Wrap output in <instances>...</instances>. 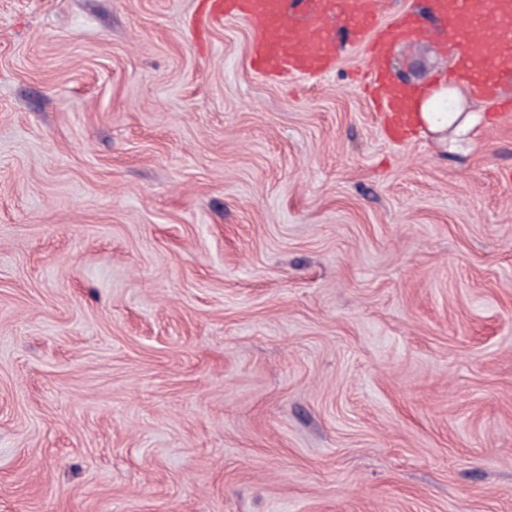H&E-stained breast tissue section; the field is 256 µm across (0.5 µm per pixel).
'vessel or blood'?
Masks as SVG:
<instances>
[{"label":"vessel or blood","mask_w":512,"mask_h":512,"mask_svg":"<svg viewBox=\"0 0 512 512\" xmlns=\"http://www.w3.org/2000/svg\"><path fill=\"white\" fill-rule=\"evenodd\" d=\"M445 25L441 39L451 56V77L461 80L479 98L494 99L496 73L503 69L502 37L487 38L488 29L512 34V0H431ZM377 0H199L191 21L194 32L227 19L249 21L254 27L251 61L263 75L277 79H316L333 67L338 47L330 25L350 28L356 44L373 58L368 78L373 102L384 112L388 135L405 139L412 130L415 86L400 83L387 69V56L399 43L418 39L421 28L414 13L403 12L379 23Z\"/></svg>","instance_id":"1"}]
</instances>
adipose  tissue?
<instances>
[{
    "label": "adipose tissue",
    "mask_w": 512,
    "mask_h": 512,
    "mask_svg": "<svg viewBox=\"0 0 512 512\" xmlns=\"http://www.w3.org/2000/svg\"><path fill=\"white\" fill-rule=\"evenodd\" d=\"M466 96L461 87H447L445 82L434 83L429 91L418 98L413 106L418 126L441 133L453 130L466 135L473 126L472 115L465 112Z\"/></svg>",
    "instance_id": "ef3b65f1"
}]
</instances>
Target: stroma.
I'll return each instance as SVG.
<instances>
[{
  "mask_svg": "<svg viewBox=\"0 0 512 512\" xmlns=\"http://www.w3.org/2000/svg\"><path fill=\"white\" fill-rule=\"evenodd\" d=\"M196 2L0 0V512H512V114ZM448 97L453 107L448 109ZM465 91L457 86L448 88L445 81L435 82L429 91L418 98L413 106L418 126L441 133L452 129L457 136L466 135L473 126L474 117L467 112Z\"/></svg>",
  "mask_w": 512,
  "mask_h": 512,
  "instance_id": "obj_1",
  "label": "stroma"
}]
</instances>
